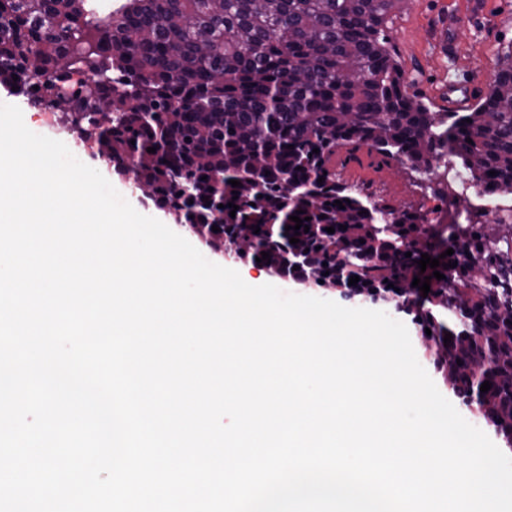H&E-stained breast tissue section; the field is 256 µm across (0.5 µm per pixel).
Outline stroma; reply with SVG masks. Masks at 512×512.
Here are the masks:
<instances>
[{
  "instance_id": "stroma-1",
  "label": "stroma",
  "mask_w": 512,
  "mask_h": 512,
  "mask_svg": "<svg viewBox=\"0 0 512 512\" xmlns=\"http://www.w3.org/2000/svg\"><path fill=\"white\" fill-rule=\"evenodd\" d=\"M390 41L407 77L406 91L437 112L454 111L455 99L468 95L478 103L488 93L500 52L512 48V0H402L393 12ZM0 103L13 104L23 112L34 133L79 148L82 161L101 172L113 187L141 214L152 216L182 232L183 227L163 209L139 193H132L123 177L95 157L77 138L50 125L26 97L0 86ZM359 170L349 175L337 171L339 181L370 194L376 201L401 208L426 211L441 200L442 188L425 174L398 162H382L380 156L359 152ZM321 298L349 308L381 310L404 323L420 364L443 395L469 423H476L475 407L467 405L450 385L445 372L434 366L435 351L428 348L418 324L404 312L401 300L375 299L367 295L345 298L339 290L320 289Z\"/></svg>"
}]
</instances>
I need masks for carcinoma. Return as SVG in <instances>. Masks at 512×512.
<instances>
[{
  "label": "carcinoma",
  "instance_id": "cac0c4a2",
  "mask_svg": "<svg viewBox=\"0 0 512 512\" xmlns=\"http://www.w3.org/2000/svg\"><path fill=\"white\" fill-rule=\"evenodd\" d=\"M400 2L123 0L103 16L101 0H0V84L60 102L99 158L212 248L241 241V256L267 252L275 271L288 253L309 256L317 281L345 267L360 291L401 298L428 246L422 214L340 182L332 159L365 148L427 170L445 139L485 192L512 186V50L487 95L447 124L405 90L386 34ZM72 72L94 80L92 94L69 87ZM295 215L309 232L293 230ZM460 233L477 257L439 259L420 323L457 394L512 444V238L489 246L476 212Z\"/></svg>",
  "mask_w": 512,
  "mask_h": 512
}]
</instances>
